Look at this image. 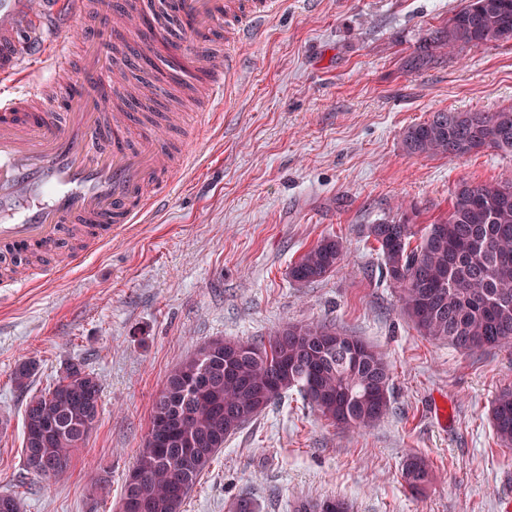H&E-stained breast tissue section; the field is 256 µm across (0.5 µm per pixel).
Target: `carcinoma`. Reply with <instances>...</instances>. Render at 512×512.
<instances>
[{"label": "carcinoma", "mask_w": 512, "mask_h": 512, "mask_svg": "<svg viewBox=\"0 0 512 512\" xmlns=\"http://www.w3.org/2000/svg\"><path fill=\"white\" fill-rule=\"evenodd\" d=\"M512 41V0H468L448 25L430 32L406 61L411 71L431 64L437 50L453 52ZM404 150L415 156L459 159L492 149L512 153V109L495 112L439 110L402 132ZM382 275L398 289L401 308L423 336L444 340L464 351L512 345V182L461 181L448 215L426 225L411 245L412 218L368 225ZM343 240L325 236L288 269L298 284L336 271ZM251 354L239 341L215 338L194 351L168 375L156 396L149 430L130 475L138 476L133 497L148 512H183V505L224 443L264 413L283 394L297 390L325 419L349 429H364L390 409L391 369L383 356L359 338L330 324H286L266 339L252 341ZM222 363L216 382L188 390L183 377L209 360ZM37 370L24 361L14 381L27 386ZM100 384L80 362L30 397L23 419L22 456L26 469L45 482L63 475L75 449L88 437L79 426L98 420ZM168 418L176 441L151 447L152 427ZM491 423L501 445L512 446V387L494 401ZM430 471L417 456L408 458L403 479L419 491Z\"/></svg>", "instance_id": "carcinoma-1"}]
</instances>
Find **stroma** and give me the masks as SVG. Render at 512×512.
<instances>
[{
  "instance_id": "obj_1",
  "label": "stroma",
  "mask_w": 512,
  "mask_h": 512,
  "mask_svg": "<svg viewBox=\"0 0 512 512\" xmlns=\"http://www.w3.org/2000/svg\"><path fill=\"white\" fill-rule=\"evenodd\" d=\"M467 0H285L240 50V82L221 121L162 133L211 149L178 175L164 206L100 242L83 263L36 288H0V494L20 512H116L167 374L223 336L265 338L283 323L335 325L384 354L391 407L367 430L340 429L288 391L225 443L186 512H294L342 497L352 512H512V448L490 423L512 385V348L468 353L421 336L380 279L368 225L414 208L423 228L446 216L463 180L512 182V155H407L401 134L433 112L512 107V42L403 61ZM325 236L339 269L307 284L288 268ZM37 371L18 387L14 370ZM101 383L98 422L65 474L27 472L23 413L67 361ZM431 481L414 493L409 456ZM402 474L405 483L416 491L422 490L429 482V468L425 461L417 456H412L406 460Z\"/></svg>"
}]
</instances>
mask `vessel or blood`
I'll list each match as a JSON object with an SVG mask.
<instances>
[{
  "label": "vessel or blood",
  "instance_id": "vessel-or-blood-1",
  "mask_svg": "<svg viewBox=\"0 0 512 512\" xmlns=\"http://www.w3.org/2000/svg\"><path fill=\"white\" fill-rule=\"evenodd\" d=\"M283 0H152L161 19L186 21L171 64L193 61L210 76L207 111L223 105L236 73L234 48L275 17ZM140 0H0V256L9 279L28 284L31 255L65 234L109 237L139 223L165 198L178 165L169 143L146 133L130 144L132 104L160 84L131 93L108 49L111 27L140 29ZM94 14L96 41L81 66L63 34Z\"/></svg>",
  "mask_w": 512,
  "mask_h": 512
}]
</instances>
